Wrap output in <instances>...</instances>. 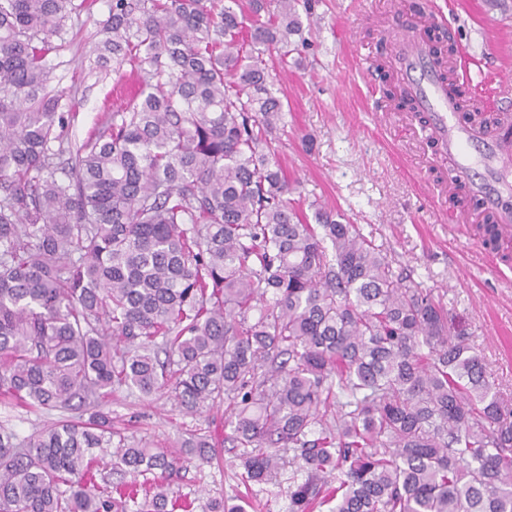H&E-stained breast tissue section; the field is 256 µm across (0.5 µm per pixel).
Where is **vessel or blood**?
<instances>
[{
  "label": "vessel or blood",
  "mask_w": 512,
  "mask_h": 512,
  "mask_svg": "<svg viewBox=\"0 0 512 512\" xmlns=\"http://www.w3.org/2000/svg\"><path fill=\"white\" fill-rule=\"evenodd\" d=\"M395 54L407 92L427 118V136L448 162L449 190L478 201L493 216L499 241H512V74L500 73L496 82L501 126L491 129L461 122L445 68L415 27L397 33Z\"/></svg>",
  "instance_id": "obj_1"
}]
</instances>
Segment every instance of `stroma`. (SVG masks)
<instances>
[{"label": "stroma", "mask_w": 512, "mask_h": 512, "mask_svg": "<svg viewBox=\"0 0 512 512\" xmlns=\"http://www.w3.org/2000/svg\"><path fill=\"white\" fill-rule=\"evenodd\" d=\"M433 3L440 42L448 29L476 59L470 97L485 91L503 65L512 66V0H308L300 8L302 31L293 38L287 63L268 55L270 89L284 104L273 134L275 160L293 188L292 199L327 204L392 260L396 270L432 289L481 352L488 378L512 398V278L489 270L474 243L476 225H452L448 212V164L427 143L421 121L387 101L384 90L402 98L392 36L385 26L416 22ZM111 0H93L70 14L61 32L63 48L47 64L54 86L67 91L76 118L66 132L83 140L110 116L104 102L116 85L100 33ZM113 427L130 440L176 448L192 434L214 430L223 407L197 414L175 408L168 394L142 397L116 391L109 404ZM221 462L192 460L173 477L176 490L207 512L211 500L248 493V512H289L291 467L266 484L244 490L236 477L230 444Z\"/></svg>", "instance_id": "1"}]
</instances>
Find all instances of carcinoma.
Segmentation results:
<instances>
[{"label": "carcinoma", "instance_id": "obj_1", "mask_svg": "<svg viewBox=\"0 0 512 512\" xmlns=\"http://www.w3.org/2000/svg\"><path fill=\"white\" fill-rule=\"evenodd\" d=\"M298 2L247 22L238 0H111L103 44L137 89L66 148L47 56L78 6L0 0V399L61 413L0 428V512H189L180 458L112 430L122 387L228 404L240 484L299 464L291 512H512V400L477 348L358 225L287 198L265 55ZM107 448L151 481L97 482Z\"/></svg>", "mask_w": 512, "mask_h": 512}]
</instances>
